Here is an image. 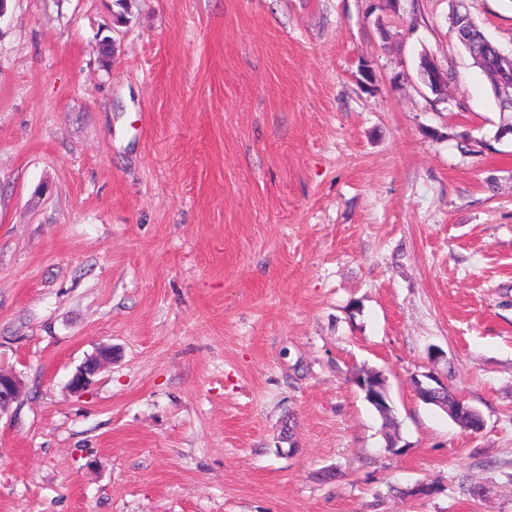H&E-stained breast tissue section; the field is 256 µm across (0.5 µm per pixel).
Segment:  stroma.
<instances>
[{
    "label": "stroma",
    "instance_id": "obj_1",
    "mask_svg": "<svg viewBox=\"0 0 512 512\" xmlns=\"http://www.w3.org/2000/svg\"><path fill=\"white\" fill-rule=\"evenodd\" d=\"M451 4L9 0L0 512H512V112ZM465 5L511 53L512 0ZM110 359H112V350L108 349L101 350L95 356L87 359L72 377L70 382L72 389L79 391L90 385L92 377L97 374L101 364ZM21 393V379L13 372L0 371V414L17 403ZM359 387L365 392L366 398L377 405H381L386 399L387 378L384 375L364 377L360 380ZM425 377L433 380L428 375ZM435 382L437 383L436 387L424 383L422 380L415 377L413 379V386L417 396L423 401L442 405L450 413L468 414L472 416V410L458 395L448 404V385L439 384L437 381Z\"/></svg>",
    "mask_w": 512,
    "mask_h": 512
}]
</instances>
